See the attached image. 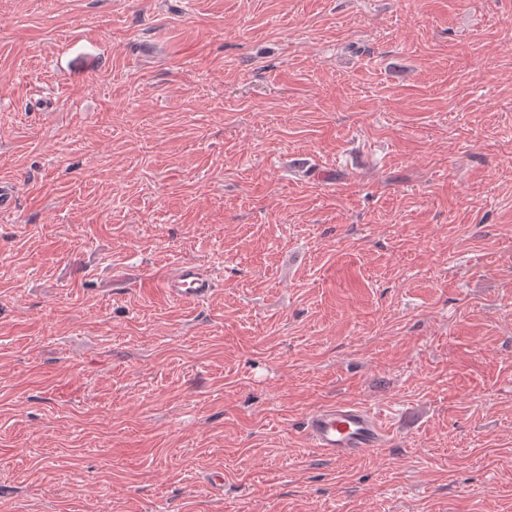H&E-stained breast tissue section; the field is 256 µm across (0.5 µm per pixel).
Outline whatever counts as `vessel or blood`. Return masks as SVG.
<instances>
[{
    "mask_svg": "<svg viewBox=\"0 0 512 512\" xmlns=\"http://www.w3.org/2000/svg\"><path fill=\"white\" fill-rule=\"evenodd\" d=\"M213 286V275L190 262L180 265L163 281L164 291L173 301H201L210 295ZM302 428L312 448L331 459L381 448L388 442V431L377 413L343 401L308 413Z\"/></svg>",
    "mask_w": 512,
    "mask_h": 512,
    "instance_id": "1",
    "label": "vessel or blood"
}]
</instances>
